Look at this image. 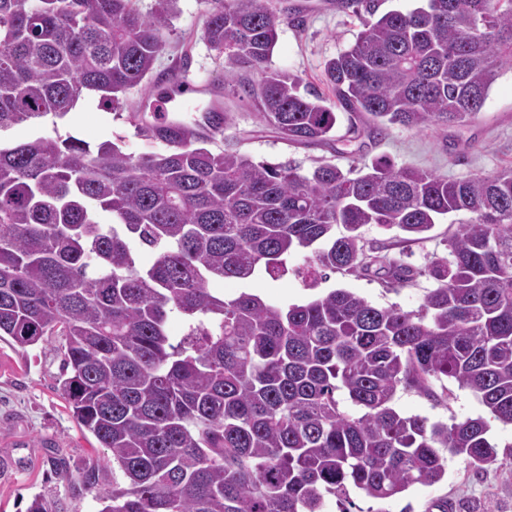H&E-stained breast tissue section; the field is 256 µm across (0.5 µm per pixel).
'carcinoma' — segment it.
Listing matches in <instances>:
<instances>
[{
  "mask_svg": "<svg viewBox=\"0 0 512 512\" xmlns=\"http://www.w3.org/2000/svg\"><path fill=\"white\" fill-rule=\"evenodd\" d=\"M203 37L261 121L292 144L331 140L336 112L372 131L464 125L512 69V0H427L378 14L324 63L336 107L270 67L287 8L204 0ZM175 0H0V131L64 118L85 93L112 108L151 74ZM207 130L132 113L165 149L134 157L72 135L0 147V340L21 350L61 338L58 389L83 432L110 452L72 492L98 490L99 512H326L353 486L386 502L446 474L444 453L475 470L499 463L489 419L512 426V170L448 180L377 159L309 172L224 148L231 112ZM468 218L448 239L419 312L332 289L286 307L216 281L277 280L288 254L314 288L326 271L417 274L369 258L361 228L425 239L437 220ZM112 223L100 222V214ZM344 233L336 235V227ZM159 249L143 262L132 241ZM182 316L187 333L167 329ZM443 379L487 409L446 424L396 409L398 387L432 397Z\"/></svg>",
  "mask_w": 512,
  "mask_h": 512,
  "instance_id": "carcinoma-1",
  "label": "carcinoma"
}]
</instances>
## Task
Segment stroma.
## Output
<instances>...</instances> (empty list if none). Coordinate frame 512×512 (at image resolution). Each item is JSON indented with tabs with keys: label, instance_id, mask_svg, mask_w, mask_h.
Listing matches in <instances>:
<instances>
[{
	"label": "stroma",
	"instance_id": "35a3bbf8",
	"mask_svg": "<svg viewBox=\"0 0 512 512\" xmlns=\"http://www.w3.org/2000/svg\"><path fill=\"white\" fill-rule=\"evenodd\" d=\"M281 5L299 10L301 22L286 21L279 30L271 65L300 78L303 86L325 98L333 93L326 85L323 65L354 43L361 29L359 16L336 7L320 6L319 0H280ZM203 0H178L174 32L155 63L149 79L131 90L119 111L107 110L98 98L79 100L59 122L51 119L23 123L0 133V143L9 145L53 131L71 133L91 145L121 140L123 149L138 156L153 151V144L138 135L130 120L143 101L160 94L171 84L173 74L193 80L220 84L224 64L203 38ZM225 111L234 113L235 123L227 129V143L250 154L255 160L271 163L289 161L302 170L329 160L342 168L362 169L383 157L396 166L423 168L448 179H464L512 170V70L504 72L492 85L478 117L464 126L410 129L394 125L382 136L350 141L349 129L366 126L363 115L339 113L335 138L326 145L305 146L281 141L266 127L251 99L241 90L224 93ZM462 214L441 219L423 241H406L399 229L376 224L363 227L367 254L394 257L419 269L411 282L396 284L381 275L345 271L329 273L316 288H309L298 277L310 257L299 250L288 257L289 273L272 280L259 276L248 283L227 280L225 295L248 287L276 305L301 304L333 288L350 289L378 307L398 306L419 311L426 294L435 288L425 268L434 260L447 257L448 240L458 230ZM60 358L55 343L40 344L26 352L0 341V512H27L34 499H41L53 512H98L95 492L73 495L71 487L76 468L87 460H102L106 449L95 438L82 432L72 418L56 378ZM434 390H445V402L434 403L409 388L398 389L396 407L404 414L419 415L432 421L451 422L483 415L485 409L457 383L433 382ZM492 434L499 445V465L476 471L463 457L447 459V473L431 486L414 485L386 502L387 512H430L438 501L448 503V512H512V427L493 423ZM66 457L73 472L57 473L56 456Z\"/></svg>",
	"mask_w": 512,
	"mask_h": 512
}]
</instances>
